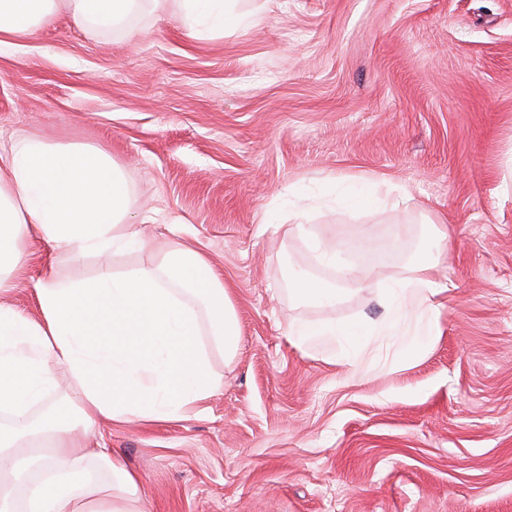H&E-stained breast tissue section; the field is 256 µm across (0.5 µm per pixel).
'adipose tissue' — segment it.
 Masks as SVG:
<instances>
[{
	"label": "adipose tissue",
	"mask_w": 512,
	"mask_h": 512,
	"mask_svg": "<svg viewBox=\"0 0 512 512\" xmlns=\"http://www.w3.org/2000/svg\"><path fill=\"white\" fill-rule=\"evenodd\" d=\"M161 0H0V45L48 24L59 8L74 21L112 30ZM233 0H178L192 31H220L234 22ZM125 174L93 148L18 138L0 156V512H121L117 494L138 488L135 473L111 449L90 448L78 429L98 419L173 420L219 387L203 336L234 355V306L220 277L197 251L180 247L158 263L94 277L60 279L45 268L33 284L37 315L8 303L27 227L74 255L102 256L140 246L125 225ZM446 236L382 290L386 335L404 352L436 336L443 286L431 272ZM416 306V321L408 308ZM371 328L347 323H297L288 332L299 349L316 337L362 347ZM69 374L63 402L53 399L59 370Z\"/></svg>",
	"instance_id": "obj_1"
}]
</instances>
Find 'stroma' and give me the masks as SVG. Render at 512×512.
Instances as JSON below:
<instances>
[{
	"label": "stroma",
	"mask_w": 512,
	"mask_h": 512,
	"mask_svg": "<svg viewBox=\"0 0 512 512\" xmlns=\"http://www.w3.org/2000/svg\"><path fill=\"white\" fill-rule=\"evenodd\" d=\"M250 24L190 35L176 0L114 31L59 10L0 48V154L25 133L106 152L145 246L113 269L203 254L235 308L219 389L176 421H100L90 442L134 470L126 512H512V0H238ZM383 201L351 209V180ZM300 212L308 236L270 224ZM448 230L438 334L415 357L388 336L349 357L299 322L381 325L428 224ZM357 268L340 286L310 238ZM364 249H357V242ZM100 258L26 234L9 295L36 314L46 266ZM291 289L298 298L317 303H333L342 297L339 288L312 279H297Z\"/></svg>",
	"instance_id": "obj_1"
}]
</instances>
